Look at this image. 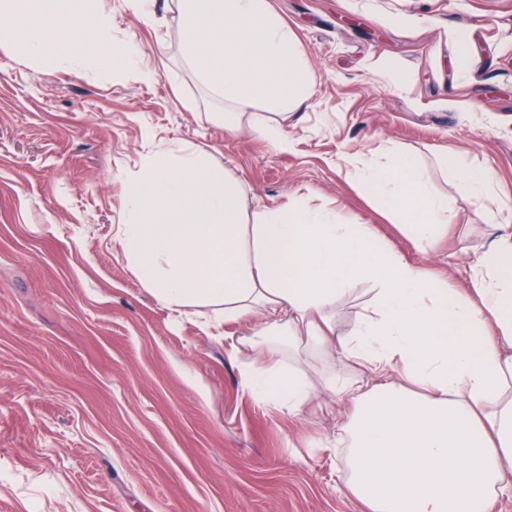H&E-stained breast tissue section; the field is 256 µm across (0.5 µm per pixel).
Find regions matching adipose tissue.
I'll use <instances>...</instances> for the list:
<instances>
[{
  "label": "adipose tissue",
  "mask_w": 512,
  "mask_h": 512,
  "mask_svg": "<svg viewBox=\"0 0 512 512\" xmlns=\"http://www.w3.org/2000/svg\"><path fill=\"white\" fill-rule=\"evenodd\" d=\"M73 14L111 41L95 0H0V39L33 59L101 69ZM17 19L23 27L11 28ZM349 173L416 242L449 221L447 197L409 154L383 146L350 160ZM123 210L125 257L161 304L207 306L227 323L264 313L251 343L263 364L244 371L255 399L297 417L324 389L347 409L348 496L368 512H489L512 473V226L465 289L407 261L372 225L341 222L304 196L245 223L238 184L204 154L143 155ZM361 281L373 285L370 310L337 339L333 310ZM284 345L341 353L371 378L330 373L314 385L282 361Z\"/></svg>",
  "instance_id": "ef3b65f1"
}]
</instances>
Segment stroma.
<instances>
[{
	"label": "stroma",
	"mask_w": 512,
	"mask_h": 512,
	"mask_svg": "<svg viewBox=\"0 0 512 512\" xmlns=\"http://www.w3.org/2000/svg\"><path fill=\"white\" fill-rule=\"evenodd\" d=\"M268 2L314 76L284 150L252 124L263 102L225 128L172 14L149 24L103 0L99 54L139 49L116 73L0 41V512H366L343 492L335 398L297 418L244 388L240 349L259 319L217 324L140 285L118 235L126 183L148 152L204 153L242 185L245 222L304 194L468 287L512 217V0ZM384 142L448 198L453 224L424 246L347 173L345 156ZM444 153L487 174L490 199L462 192Z\"/></svg>",
	"instance_id": "stroma-1"
}]
</instances>
